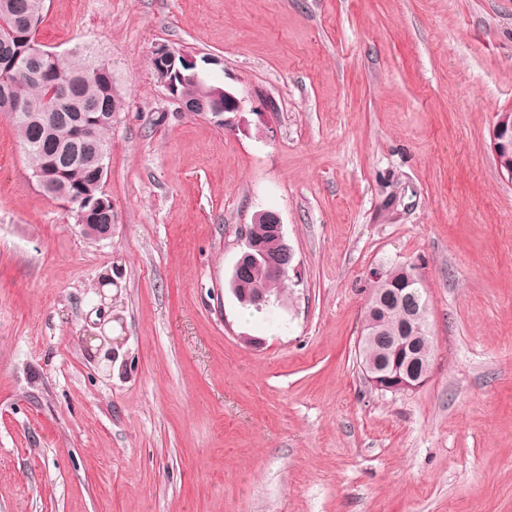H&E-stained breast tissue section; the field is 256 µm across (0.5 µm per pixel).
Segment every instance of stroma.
Returning a JSON list of instances; mask_svg holds the SVG:
<instances>
[{
    "mask_svg": "<svg viewBox=\"0 0 512 512\" xmlns=\"http://www.w3.org/2000/svg\"><path fill=\"white\" fill-rule=\"evenodd\" d=\"M38 41L90 47L124 106L101 240L0 113V512H512V0H46ZM163 46L239 99L228 126L177 111ZM264 211L299 274L246 320ZM392 262L433 336L399 394L358 357ZM493 151L499 154H512V111L502 113L493 133Z\"/></svg>",
    "mask_w": 512,
    "mask_h": 512,
    "instance_id": "35a3bbf8",
    "label": "stroma"
}]
</instances>
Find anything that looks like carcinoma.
<instances>
[{
  "mask_svg": "<svg viewBox=\"0 0 512 512\" xmlns=\"http://www.w3.org/2000/svg\"><path fill=\"white\" fill-rule=\"evenodd\" d=\"M46 0H0V55L9 60L0 66V100L17 106L9 116L31 168L46 173L47 184L39 188L48 196L65 193L73 206L86 197L104 195L97 157L107 158L111 122L89 124L100 113L109 118L120 111L122 97L112 87V67L97 63L87 51L61 57L51 55L36 34ZM66 85L69 100L53 105L56 89ZM57 112L48 122L43 115ZM409 265H391L375 282L364 319L365 334L383 337L415 336L416 347L428 350V309L410 321L401 308L402 296L394 288H407L425 297L422 280L406 285ZM250 287L274 299L282 296L281 283L261 268L253 270Z\"/></svg>",
  "mask_w": 512,
  "mask_h": 512,
  "instance_id": "1",
  "label": "carcinoma"
}]
</instances>
